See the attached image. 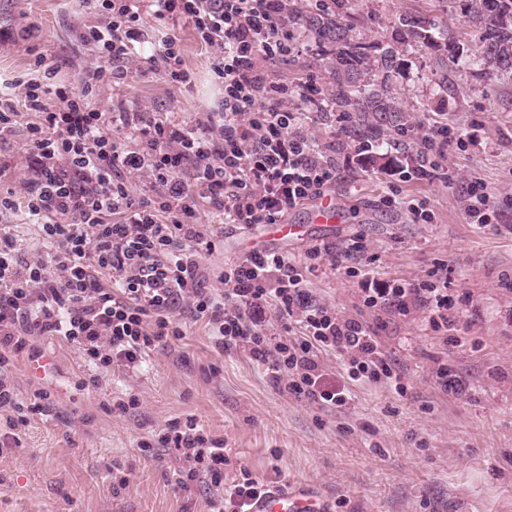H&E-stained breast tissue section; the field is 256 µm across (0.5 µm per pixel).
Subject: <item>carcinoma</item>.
<instances>
[{"instance_id": "1", "label": "carcinoma", "mask_w": 512, "mask_h": 512, "mask_svg": "<svg viewBox=\"0 0 512 512\" xmlns=\"http://www.w3.org/2000/svg\"><path fill=\"white\" fill-rule=\"evenodd\" d=\"M333 10L307 13L293 6L288 21L304 26L318 41L328 59V75L335 86V103L350 114L355 125L366 128V138L373 139L382 130L409 128L405 109L388 91L390 73L404 66L398 45L407 40L420 41L439 54L442 66L438 74L440 88L448 89L449 57L464 67H477L478 76L491 79L501 73L512 74V0H452L462 17L482 32L479 55L472 58L451 39L434 34L436 24L427 17L409 14L387 43H367L357 38L346 23L349 0H335ZM383 112L395 119L382 123Z\"/></svg>"}]
</instances>
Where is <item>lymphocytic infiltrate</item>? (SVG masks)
Returning <instances> with one entry per match:
<instances>
[{
	"instance_id": "obj_1",
	"label": "lymphocytic infiltrate",
	"mask_w": 512,
	"mask_h": 512,
	"mask_svg": "<svg viewBox=\"0 0 512 512\" xmlns=\"http://www.w3.org/2000/svg\"><path fill=\"white\" fill-rule=\"evenodd\" d=\"M110 14L87 27L84 41L104 64L81 87L62 79L26 82L22 98L38 120L28 127L34 175L27 207L40 226L35 260H19L9 235L0 236V446L21 444L19 429L40 403H19L6 368L19 353L38 361L37 337H58L78 347L96 367L136 369L143 356L182 330L173 312L187 302L194 319L207 321L221 349L240 348L269 365L289 394L324 410L348 403L328 385L326 352L338 354L354 381L392 384L404 392L370 327L338 315L313 298L300 270L274 250H256L224 269L225 289L202 287L199 261L214 247L211 226L198 223L196 197L209 199L217 223L237 228L280 222L293 209L325 196L336 182V158L305 131L301 112L317 108L309 85L270 82L266 65L296 49L284 23L282 0H95ZM191 22L215 52L213 69L224 96L206 112L201 129L135 112H101L89 96L101 82L121 80L108 62L134 61L168 81L189 79L180 46L165 35L150 56L145 16ZM56 101L47 109L46 97ZM125 130V140L115 137ZM458 139L448 125L421 136L414 175L427 176ZM147 175L151 196L135 198L127 175ZM109 275L103 287L101 275ZM363 303L401 316L421 311L432 328L448 323L455 301L442 280L413 285L361 283ZM293 321L296 338L277 337L271 315ZM175 449V487L210 482L211 512H250L268 487L249 472L225 480L230 460L224 443L194 420L173 423L140 448Z\"/></svg>"
}]
</instances>
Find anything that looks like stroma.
<instances>
[{
    "instance_id": "obj_1",
    "label": "stroma",
    "mask_w": 512,
    "mask_h": 512,
    "mask_svg": "<svg viewBox=\"0 0 512 512\" xmlns=\"http://www.w3.org/2000/svg\"><path fill=\"white\" fill-rule=\"evenodd\" d=\"M411 13L469 48L479 44L448 0H354L348 21L361 40L386 42ZM106 22L93 0H0V92L16 111L0 145V183L17 191L13 206L0 210V230L18 240L22 260L32 257L39 230L21 192L31 176L26 130L36 115L19 85L48 67L79 82L99 64L81 32ZM144 25L147 53L175 33L189 82L130 68L122 83L97 85L92 105L197 125L224 94L209 52L191 24L148 16ZM26 29L33 36L24 40ZM291 32L297 50L270 67L271 80H312L329 98L315 38L297 25ZM401 50L406 66L388 90L407 109L412 130L404 137L384 131L373 145L398 166L368 164L357 153V135L336 117L309 115L306 128L317 142L335 143L343 161L329 190L343 221L310 223L311 207L303 205L287 221L306 225V233L272 247L302 270L313 296L371 326L402 373L405 394L355 385L346 408L323 410L288 394L247 352L217 348L211 327L183 310L175 314L182 336L150 351L134 372L91 368L76 346L43 339L41 362L22 353L7 369L20 402L43 393L47 408L32 417L21 447L0 452V512H209L206 484L174 488V451L162 448L153 458L140 449L169 423L189 418L223 440L227 478L241 464L273 490L309 486L327 512H512V74L488 82L452 64L443 91L434 51L413 42ZM437 123L448 124L462 148L427 178L405 180L418 135ZM471 175L485 183L496 223H469L464 184ZM387 195L396 207L383 204ZM413 206L427 220L414 221ZM263 232L260 224L217 229L214 250L200 260L203 286L223 290L225 266L240 262ZM353 239L363 252L347 253ZM320 242L335 245L338 264L309 260ZM368 274L414 284L447 277L456 301L448 327L433 329L417 311L366 308L360 283ZM443 363L466 384V395L441 389L435 371ZM132 396L136 405L113 412V403Z\"/></svg>"
}]
</instances>
